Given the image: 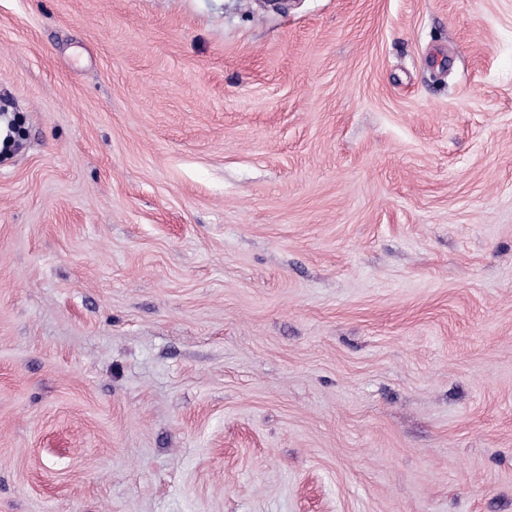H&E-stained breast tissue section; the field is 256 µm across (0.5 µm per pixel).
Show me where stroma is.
<instances>
[{
    "label": "stroma",
    "mask_w": 512,
    "mask_h": 512,
    "mask_svg": "<svg viewBox=\"0 0 512 512\" xmlns=\"http://www.w3.org/2000/svg\"><path fill=\"white\" fill-rule=\"evenodd\" d=\"M0 512H512V0H0Z\"/></svg>",
    "instance_id": "35a3bbf8"
}]
</instances>
